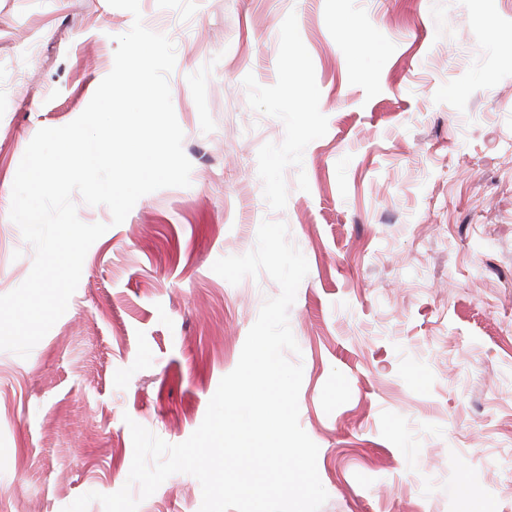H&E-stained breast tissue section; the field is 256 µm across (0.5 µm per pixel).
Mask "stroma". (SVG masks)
<instances>
[{
	"mask_svg": "<svg viewBox=\"0 0 512 512\" xmlns=\"http://www.w3.org/2000/svg\"><path fill=\"white\" fill-rule=\"evenodd\" d=\"M139 7L175 47L191 185L118 225L73 195L108 229L29 357L0 351V512L118 491L129 422L170 444L199 427L280 292L212 270L265 219L309 265L289 325L321 512H512V0ZM132 24L107 0H0V294L33 263L6 210L23 154L84 111ZM201 503L181 473L137 512Z\"/></svg>",
	"mask_w": 512,
	"mask_h": 512,
	"instance_id": "35a3bbf8",
	"label": "stroma"
}]
</instances>
